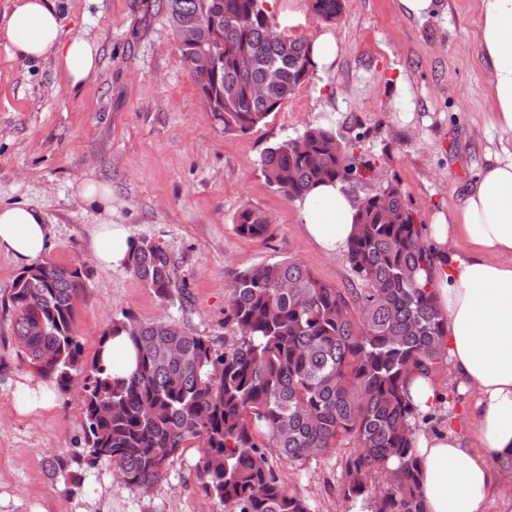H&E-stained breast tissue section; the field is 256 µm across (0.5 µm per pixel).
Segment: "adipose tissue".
Instances as JSON below:
<instances>
[{"instance_id":"adipose-tissue-1","label":"adipose tissue","mask_w":512,"mask_h":512,"mask_svg":"<svg viewBox=\"0 0 512 512\" xmlns=\"http://www.w3.org/2000/svg\"><path fill=\"white\" fill-rule=\"evenodd\" d=\"M0 40L14 55L51 57L67 83L80 86L97 71L99 49L81 36L64 37L50 0H14L0 24ZM478 46L492 69L490 98L500 133L498 149L456 205L431 217L426 234L435 257L430 281L446 319L444 351L451 384L462 396L453 405L433 376L415 374L407 386L417 418L439 414L443 428H414L423 512H512L493 458L512 452V0H479ZM77 193L101 221L90 240L95 260L125 265L132 242L112 221V190L83 180ZM306 234L328 255L343 252L354 230L356 204L341 182L321 183L296 201ZM43 214L25 205L0 206V252L30 265L47 249ZM97 356L109 374L134 366L128 336L108 337Z\"/></svg>"}]
</instances>
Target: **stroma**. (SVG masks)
<instances>
[{"instance_id":"obj_1","label":"stroma","mask_w":512,"mask_h":512,"mask_svg":"<svg viewBox=\"0 0 512 512\" xmlns=\"http://www.w3.org/2000/svg\"><path fill=\"white\" fill-rule=\"evenodd\" d=\"M64 36L100 49L97 73L69 87L51 58L12 57L0 42V205L22 203L49 224L46 258L83 264L87 288L76 309L86 359L125 312L167 319L224 340V306L235 272L270 258L301 261L320 280L346 288L344 255L328 256L308 237L294 202L260 173L267 148L332 119L352 144L362 196L399 183L417 220L453 207L498 144L489 95L490 66L477 34L479 0H442L420 21L398 0H345L333 22L314 19L308 0H275L281 30L313 41L325 31L339 44L336 67L312 75L278 112L246 135L224 132L183 61L161 0H53ZM110 185L114 223L133 240L165 246L181 285L160 299L126 268L98 265L89 252L99 215L76 194L84 179ZM266 212L265 237L235 230L244 205ZM19 268L0 252V512H224L197 480L201 452L188 448L165 480L141 493L119 483L106 463L66 481L51 461L83 446V393L56 394L49 409L18 411L20 390L39 378L24 364L13 334L8 292ZM352 442L320 458L276 467L287 489L313 512H345L342 462Z\"/></svg>"}]
</instances>
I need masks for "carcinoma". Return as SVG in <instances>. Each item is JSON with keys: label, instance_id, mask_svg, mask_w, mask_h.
<instances>
[{"label": "carcinoma", "instance_id": "1", "mask_svg": "<svg viewBox=\"0 0 512 512\" xmlns=\"http://www.w3.org/2000/svg\"><path fill=\"white\" fill-rule=\"evenodd\" d=\"M312 14L331 22L343 0H309ZM172 26L216 18L217 69L194 80L214 121L248 134L278 111L313 73L310 44L269 37L275 24L262 0H163ZM253 64L237 65L241 50ZM352 145L330 126L306 128L268 148L260 159L267 184L288 200L319 181L358 178ZM358 215L345 260L356 288H336L295 260L269 259L235 273L224 308V351L214 339L170 320L145 322L125 312L102 335L129 336L137 359L124 378L87 361L76 334V303L87 272L47 260L22 269L8 301L18 346L35 373L66 393L81 381L84 448L58 457L54 470L106 461L126 487L162 481L170 459L201 449L198 479L224 512H312L286 488L273 466L278 456L301 464L328 455L349 439L341 495L374 502V512H422L420 464L411 446L413 408L407 383L443 362L445 318L436 309L431 265L399 184H381L355 199ZM266 214L245 206L236 233L261 238ZM126 268L160 298L179 287L175 257L141 240Z\"/></svg>", "mask_w": 512, "mask_h": 512}]
</instances>
